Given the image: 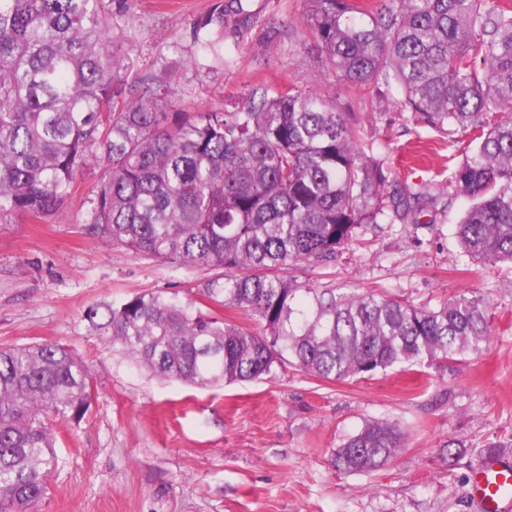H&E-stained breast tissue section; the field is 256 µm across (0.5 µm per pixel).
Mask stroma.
<instances>
[{
  "mask_svg": "<svg viewBox=\"0 0 512 512\" xmlns=\"http://www.w3.org/2000/svg\"><path fill=\"white\" fill-rule=\"evenodd\" d=\"M124 30L116 46L143 76L162 79L178 112L230 108L251 85L335 94L357 113L361 134L390 157L409 186L436 192L448 144L464 140L410 122L396 92L365 104L328 75L307 25L308 0H103ZM249 17L224 62L193 65L195 23L215 10ZM102 167L76 176L59 213L0 220V347L68 345L92 378L77 425H59V465L37 512H482L468 495L477 451L512 442V275L459 268L455 229L471 205L436 203L416 233L369 224L370 247L304 262L288 276L338 295L377 290L417 303L469 290L490 295L493 335L479 353L441 371L396 369L327 381L286 364L251 382L198 388L158 377L112 350L87 320L89 306L156 293L225 322L262 332L255 316L204 295L220 268L160 263L91 230ZM370 421L406 433L398 456L374 470L330 462Z\"/></svg>",
  "mask_w": 512,
  "mask_h": 512,
  "instance_id": "35a3bbf8",
  "label": "stroma"
}]
</instances>
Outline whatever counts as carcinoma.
<instances>
[{
    "label": "carcinoma",
    "instance_id": "cac0c4a2",
    "mask_svg": "<svg viewBox=\"0 0 512 512\" xmlns=\"http://www.w3.org/2000/svg\"><path fill=\"white\" fill-rule=\"evenodd\" d=\"M327 70L416 124L468 135L440 196L474 199L456 237L474 266L512 271V5L506 0H309ZM224 11L200 19L197 66L221 62ZM124 32L102 0H0V219L55 214L90 162L105 173L96 235L162 263L225 270L207 296L258 318L253 333L154 294L86 318L112 349L198 387L289 363L332 381L428 363L446 367L490 340L491 302L336 296L279 275L357 244V229L417 215L436 198L385 175L357 113L313 90L251 87L231 112H175L161 81L113 53ZM91 376L67 347L0 348V512H31L57 467L55 427L81 421ZM397 422H368L336 469L398 455Z\"/></svg>",
    "mask_w": 512,
    "mask_h": 512
}]
</instances>
